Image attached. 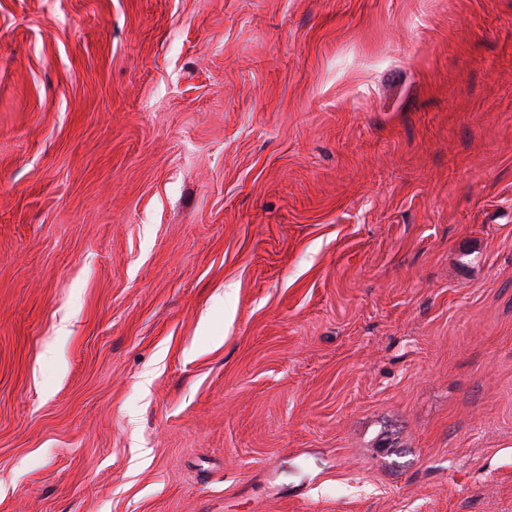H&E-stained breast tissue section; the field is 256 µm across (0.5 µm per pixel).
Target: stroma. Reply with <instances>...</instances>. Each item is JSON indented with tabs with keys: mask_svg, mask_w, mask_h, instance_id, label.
<instances>
[{
	"mask_svg": "<svg viewBox=\"0 0 512 512\" xmlns=\"http://www.w3.org/2000/svg\"><path fill=\"white\" fill-rule=\"evenodd\" d=\"M0 512H512V0H0Z\"/></svg>",
	"mask_w": 512,
	"mask_h": 512,
	"instance_id": "35a3bbf8",
	"label": "stroma"
}]
</instances>
